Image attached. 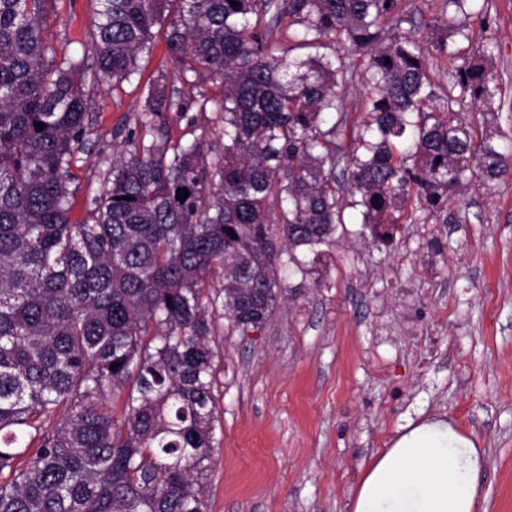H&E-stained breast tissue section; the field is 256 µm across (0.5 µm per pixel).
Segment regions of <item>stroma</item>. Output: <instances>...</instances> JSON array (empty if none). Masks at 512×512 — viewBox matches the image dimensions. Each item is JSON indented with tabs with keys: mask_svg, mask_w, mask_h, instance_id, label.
Instances as JSON below:
<instances>
[{
	"mask_svg": "<svg viewBox=\"0 0 512 512\" xmlns=\"http://www.w3.org/2000/svg\"><path fill=\"white\" fill-rule=\"evenodd\" d=\"M495 70L512 136V0H487ZM97 0H55L56 52L81 54ZM142 87L95 89L93 132L75 153L71 219L102 189ZM172 139L224 148L219 113L164 115ZM483 219L399 224L374 242L339 226L306 275L280 266L285 298L258 333L215 315V448L207 512H350L374 456L411 422L434 418L485 450L487 512H512V180L469 193Z\"/></svg>",
	"mask_w": 512,
	"mask_h": 512,
	"instance_id": "obj_1",
	"label": "stroma"
}]
</instances>
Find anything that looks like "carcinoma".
<instances>
[{
  "mask_svg": "<svg viewBox=\"0 0 512 512\" xmlns=\"http://www.w3.org/2000/svg\"><path fill=\"white\" fill-rule=\"evenodd\" d=\"M54 2L0 0V512H206L209 306L267 323L280 253L306 274L300 256L317 261L350 212L382 243L390 224L482 220L464 196L512 175L492 18L477 0L432 17L410 0H97L88 46L59 58ZM157 25L186 91L148 84L74 223L89 86L139 75ZM201 82L222 95H193ZM194 106L222 114L212 160L156 126Z\"/></svg>",
  "mask_w": 512,
  "mask_h": 512,
  "instance_id": "carcinoma-1",
  "label": "carcinoma"
}]
</instances>
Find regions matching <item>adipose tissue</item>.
<instances>
[{"mask_svg":"<svg viewBox=\"0 0 512 512\" xmlns=\"http://www.w3.org/2000/svg\"><path fill=\"white\" fill-rule=\"evenodd\" d=\"M484 451L449 422L411 427L379 453L351 499V512H485L478 477Z\"/></svg>","mask_w":512,"mask_h":512,"instance_id":"adipose-tissue-1","label":"adipose tissue"}]
</instances>
